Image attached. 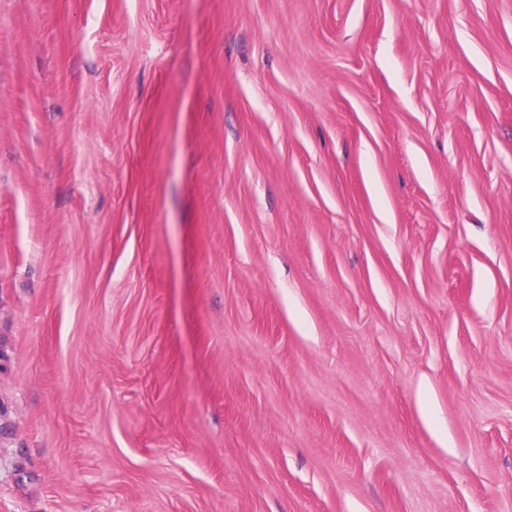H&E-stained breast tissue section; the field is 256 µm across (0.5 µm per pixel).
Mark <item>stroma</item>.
Masks as SVG:
<instances>
[{
  "mask_svg": "<svg viewBox=\"0 0 512 512\" xmlns=\"http://www.w3.org/2000/svg\"><path fill=\"white\" fill-rule=\"evenodd\" d=\"M0 512H512V0H0Z\"/></svg>",
  "mask_w": 512,
  "mask_h": 512,
  "instance_id": "obj_1",
  "label": "stroma"
}]
</instances>
